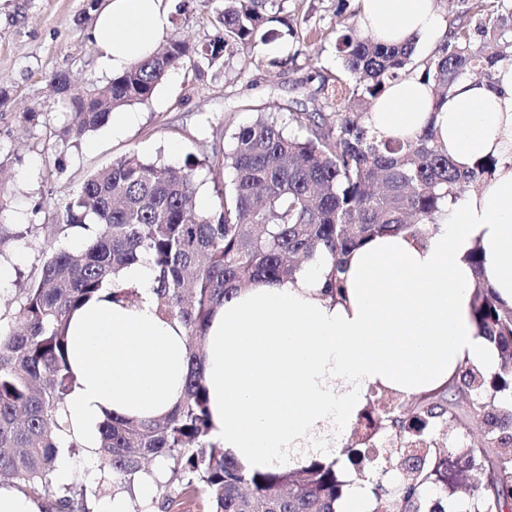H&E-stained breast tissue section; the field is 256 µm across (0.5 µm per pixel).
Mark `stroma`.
Segmentation results:
<instances>
[{"label": "stroma", "instance_id": "stroma-1", "mask_svg": "<svg viewBox=\"0 0 512 512\" xmlns=\"http://www.w3.org/2000/svg\"><path fill=\"white\" fill-rule=\"evenodd\" d=\"M220 0H170L165 37L208 44L223 34ZM277 37L246 57L223 50L210 70L172 72L151 100L132 105L136 119L120 133L104 126L80 140H60L66 120L49 84L66 74L72 91L106 82L111 73L89 38L97 13L87 0H0V228L9 240L0 264L23 280L45 258L44 229L53 227L96 169L128 152L183 165L188 155L222 160L232 132L258 115L278 117L294 107L322 111L309 78L342 75L337 49L344 27L358 16L357 0H269ZM36 108V122L24 121Z\"/></svg>", "mask_w": 512, "mask_h": 512}]
</instances>
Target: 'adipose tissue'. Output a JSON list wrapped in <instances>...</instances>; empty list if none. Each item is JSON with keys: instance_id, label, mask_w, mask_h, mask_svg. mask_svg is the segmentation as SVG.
<instances>
[{"instance_id": "ef3b65f1", "label": "adipose tissue", "mask_w": 512, "mask_h": 512, "mask_svg": "<svg viewBox=\"0 0 512 512\" xmlns=\"http://www.w3.org/2000/svg\"><path fill=\"white\" fill-rule=\"evenodd\" d=\"M361 30L378 40L416 39L434 52L448 39L436 0H359ZM168 24L165 0H107L92 38L106 67L124 70L150 55ZM382 138L413 139L433 129L461 171L487 157L499 164L476 191L449 200L424 242L376 236L346 258L341 297L327 289L318 259L292 280L236 294L206 332L205 385L211 439L245 471L301 468L344 459L339 432L363 411L373 389L403 397L486 370L498 355L475 327V285L467 255L482 251L485 282L512 308V65L492 78L460 76L434 106L421 73L392 82L366 119ZM148 258L125 269L143 294L126 307L99 294L69 317L76 384L65 403L69 433L94 459L107 417L153 419L184 397L187 337L153 301Z\"/></svg>"}]
</instances>
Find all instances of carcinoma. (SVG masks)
Here are the masks:
<instances>
[{
  "mask_svg": "<svg viewBox=\"0 0 512 512\" xmlns=\"http://www.w3.org/2000/svg\"><path fill=\"white\" fill-rule=\"evenodd\" d=\"M268 0H224L219 23L224 37L192 46L169 39L103 84L73 93L64 74L50 77L67 110L59 137L78 140L104 126L118 108L144 103L171 72L197 74L232 48L248 56L267 21ZM512 11L484 31L496 43L489 52L474 40L464 15L451 19L448 42L417 65L415 42L391 45L354 22L338 40L343 70L354 83L323 124L315 113L288 109V121L260 114L231 136L222 165L228 188L210 209L196 205L199 169L188 157L181 166L162 165L130 152L94 171L62 224L46 242L39 271L16 283L18 307L0 316V476L21 491L43 498L46 512H90L101 491L82 485L57 489L61 410L75 384L68 356L67 318L104 284L112 301L142 302L124 269L147 256L156 271L152 288L159 314L186 331L187 373L182 402L153 420L109 417L102 425L98 455L103 478L131 490L145 462L157 461L173 492L160 503L170 512L182 495L199 496L205 512H336L344 483L333 465L312 462L298 470L249 473L228 459L210 438L204 376L205 336L214 312L238 292L266 280H290L319 256L332 263L331 289H341L344 258L366 240L405 233L422 241L437 223L442 205L463 188L490 177L489 157L462 173L448 159L433 130L414 140L383 139L364 125L367 110L390 82L424 67L436 99L464 74L490 77L512 57ZM90 232L79 251L57 245L69 229ZM475 273L472 316L498 353L497 371L470 368L456 388L408 397L390 412L365 411L369 432H351L357 461L380 457L407 460L406 476L375 495L373 512H442L428 505L435 488L454 493L480 475L465 512H512V308L503 307L482 280L478 249L468 256ZM478 434L471 436L472 426ZM448 431L456 444L438 437ZM393 448H371L377 433Z\"/></svg>",
  "mask_w": 512,
  "mask_h": 512,
  "instance_id": "obj_1",
  "label": "carcinoma"
}]
</instances>
